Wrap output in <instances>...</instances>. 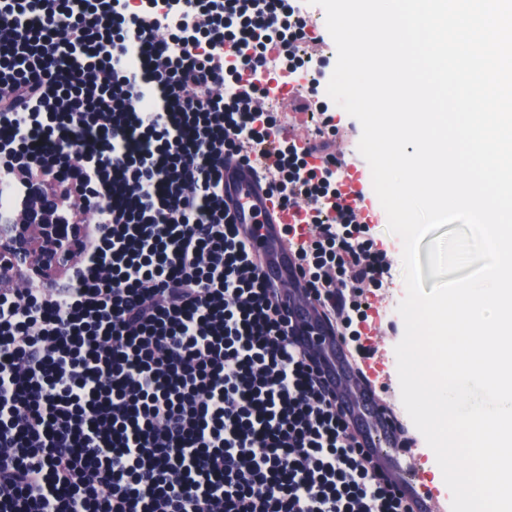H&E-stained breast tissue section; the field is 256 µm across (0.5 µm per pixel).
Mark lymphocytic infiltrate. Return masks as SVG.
Segmentation results:
<instances>
[{"instance_id":"lymphocytic-infiltrate-1","label":"lymphocytic infiltrate","mask_w":512,"mask_h":512,"mask_svg":"<svg viewBox=\"0 0 512 512\" xmlns=\"http://www.w3.org/2000/svg\"><path fill=\"white\" fill-rule=\"evenodd\" d=\"M305 0H0V512H413L380 481L224 209V161L308 200V297L357 354L384 288L296 83ZM308 5L310 8L315 10V12L311 13V15L314 18L319 17V19L317 20V27L314 29V32L315 35L321 33L328 44L329 53H325L324 56L330 57V65L325 70V79H323L321 74L319 73V68L317 73L313 72L307 77L306 83H302L304 94H306L310 88L315 87L318 81H320L321 83L319 90H322L323 87L325 86L326 79L331 77L336 64V48L326 28L324 10L317 5ZM312 16L310 17L309 15V21L311 23H313ZM313 78L316 79L312 83ZM303 91L302 89L295 88L291 89L288 92V94L283 96L281 99L286 102V108L282 112L280 101L278 99L276 101H273L275 112H277V110L278 112H281V120L285 127L284 136L289 141H295L296 144H298L299 146H305L308 142L312 141L316 135L315 130H313V128L308 127L306 115L294 109V102L301 94H303Z\"/></svg>"}]
</instances>
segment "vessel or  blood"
<instances>
[{
	"label": "vessel or blood",
	"mask_w": 512,
	"mask_h": 512,
	"mask_svg": "<svg viewBox=\"0 0 512 512\" xmlns=\"http://www.w3.org/2000/svg\"><path fill=\"white\" fill-rule=\"evenodd\" d=\"M300 94L295 88L285 95L281 120L287 140L303 146L314 139L315 132L308 127L305 114L293 107ZM268 180V173L252 172L234 160L225 162L226 210L242 229L260 225L252 244L261 257V271L288 299L301 347L319 361L323 381L335 388L352 430L369 448L373 462L398 479L414 512H443L440 497L424 489L413 457L402 452L394 410L366 376V361L332 336L321 308L302 294L297 250L285 232L286 225L295 221L294 212L268 196Z\"/></svg>",
	"instance_id": "vessel-or-blood-1"
}]
</instances>
